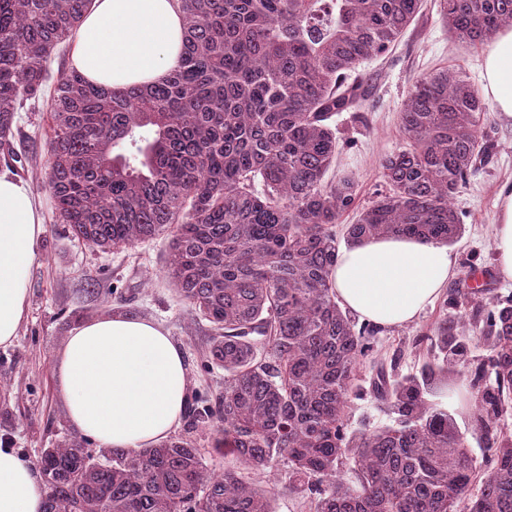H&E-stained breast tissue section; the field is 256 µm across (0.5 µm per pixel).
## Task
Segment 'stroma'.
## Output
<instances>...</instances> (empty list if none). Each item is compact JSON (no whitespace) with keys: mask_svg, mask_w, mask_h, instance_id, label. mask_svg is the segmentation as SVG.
Here are the masks:
<instances>
[{"mask_svg":"<svg viewBox=\"0 0 512 512\" xmlns=\"http://www.w3.org/2000/svg\"><path fill=\"white\" fill-rule=\"evenodd\" d=\"M484 46L455 40L439 16L438 0H424L414 22L383 56L364 61L357 76L367 84L368 96L356 112L332 119L339 141L334 173L349 175L358 185L356 209L369 205L382 188L380 159L403 149L407 140L400 127L399 108L413 82L443 67L462 66L473 84L481 82ZM69 69V48L61 46L49 64L45 95L26 100L15 115L12 166L29 180L41 204L46 232L29 269L25 321L13 344L0 347V410H7L12 429L5 440L29 461L74 429L56 390L54 357L70 330L105 313H125L162 324L183 352L190 391L224 388V371L203 365L209 324L191 311L162 273L168 251L166 239L138 244L121 251H102L72 238L66 225L56 223L51 192L35 175L48 155L43 139L47 93L53 92ZM489 154L454 199L463 233L450 249L457 259L458 276L491 271L480 300L512 298V280L496 276L493 222L500 189L512 184V123L489 111L486 122ZM470 306L444 308L435 302L419 319L403 328L379 330L375 352L361 367L370 375L377 363L398 375L418 373L424 359L418 340L428 334L440 316L456 323L468 319Z\"/></svg>","mask_w":512,"mask_h":512,"instance_id":"35a3bbf8","label":"stroma"}]
</instances>
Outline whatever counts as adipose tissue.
<instances>
[{
    "label": "adipose tissue",
    "mask_w": 512,
    "mask_h": 512,
    "mask_svg": "<svg viewBox=\"0 0 512 512\" xmlns=\"http://www.w3.org/2000/svg\"><path fill=\"white\" fill-rule=\"evenodd\" d=\"M178 0H93L70 44V67L109 89L163 82L182 56ZM482 95L512 121V29L499 31L482 62ZM45 233L28 182L0 171V347L26 316L28 270ZM498 273L512 279V187H503L493 227ZM457 274L447 245L410 236L378 237L338 251L336 300L373 326L414 323ZM57 390L75 432L102 448L139 449L166 440L184 419L183 354L159 323L124 313L85 320L55 357ZM39 470L0 441V512H43Z\"/></svg>",
    "instance_id": "adipose-tissue-1"
}]
</instances>
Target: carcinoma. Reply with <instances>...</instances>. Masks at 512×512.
<instances>
[{
	"mask_svg": "<svg viewBox=\"0 0 512 512\" xmlns=\"http://www.w3.org/2000/svg\"><path fill=\"white\" fill-rule=\"evenodd\" d=\"M89 3L0 0V143ZM180 3L185 48L165 83L105 90L62 75L43 183L57 222L91 247L169 236L164 275L209 322L207 362L224 368V394L194 396L188 428L216 427L236 466L207 468L190 438L94 455L71 436L37 461L45 512H273L274 488L253 489L245 475L283 457L311 512H512V433L496 426L512 404V304L476 308L469 330L489 357L474 366L443 314L420 375L396 379L380 363L369 377L395 423L348 429L375 328L342 311L330 278L336 224L357 197L350 177L328 178L331 120L362 106L351 72L388 53L420 0ZM440 14L470 45L512 28V0H440ZM487 112L458 71L418 79L400 108L409 145L381 158L386 190L345 225L346 243L457 241L452 200L489 151ZM455 372L476 392L473 420L491 450L482 465L432 400Z\"/></svg>",
	"mask_w": 512,
	"mask_h": 512,
	"instance_id": "carcinoma-1",
	"label": "carcinoma"
}]
</instances>
